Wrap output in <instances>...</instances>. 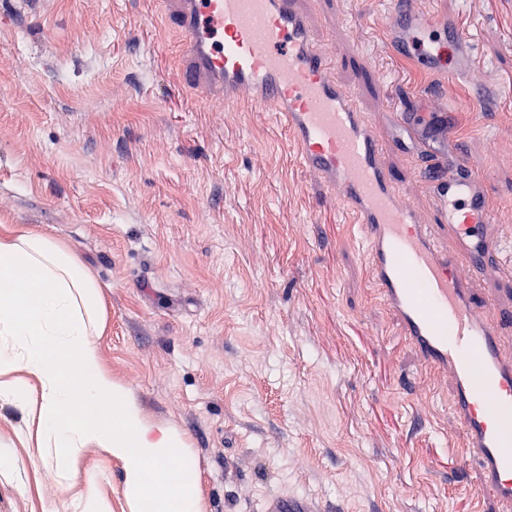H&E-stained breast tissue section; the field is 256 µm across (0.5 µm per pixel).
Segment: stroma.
<instances>
[{"instance_id":"obj_1","label":"stroma","mask_w":512,"mask_h":512,"mask_svg":"<svg viewBox=\"0 0 512 512\" xmlns=\"http://www.w3.org/2000/svg\"><path fill=\"white\" fill-rule=\"evenodd\" d=\"M475 41L465 82L395 56L388 0H310L362 111L452 109L448 129L512 231V0H416ZM159 0H0V225L36 226L100 283V362L197 457L201 512L283 494L333 512H497L464 463L451 396L373 287L356 227L270 112L202 103ZM386 162L422 223L412 148ZM0 402V512H58L121 470L84 449L67 481ZM95 480H88V468Z\"/></svg>"}]
</instances>
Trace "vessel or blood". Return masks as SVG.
Returning <instances> with one entry per match:
<instances>
[{
    "instance_id": "b4317fda",
    "label": "vessel or blood",
    "mask_w": 512,
    "mask_h": 512,
    "mask_svg": "<svg viewBox=\"0 0 512 512\" xmlns=\"http://www.w3.org/2000/svg\"><path fill=\"white\" fill-rule=\"evenodd\" d=\"M306 0H162L167 22L184 37L179 65L201 101L248 100L273 112L294 158L317 177L357 226L374 288L425 367L444 375L475 469L498 512H512V345L501 329L512 307L477 298L472 279L485 264L512 254L498 233L487 179L454 147L437 149L432 129L448 112L390 113L381 132L341 85L334 59L319 48ZM387 38L399 56L416 55L434 71L467 80L473 41L457 17L428 16L415 0H392ZM417 144L432 172L426 185L438 221L424 224L385 162L391 130ZM451 235L454 250L440 244ZM264 512H325L306 498L268 500Z\"/></svg>"
}]
</instances>
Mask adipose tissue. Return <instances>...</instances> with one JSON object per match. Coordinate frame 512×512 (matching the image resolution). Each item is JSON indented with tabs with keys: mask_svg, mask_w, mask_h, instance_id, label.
Returning a JSON list of instances; mask_svg holds the SVG:
<instances>
[{
	"mask_svg": "<svg viewBox=\"0 0 512 512\" xmlns=\"http://www.w3.org/2000/svg\"><path fill=\"white\" fill-rule=\"evenodd\" d=\"M104 324L101 287L67 247L33 226L0 234V401L29 408L57 473L91 446L118 462L126 512H200L186 435L101 366Z\"/></svg>",
	"mask_w": 512,
	"mask_h": 512,
	"instance_id": "adipose-tissue-1",
	"label": "adipose tissue"
}]
</instances>
